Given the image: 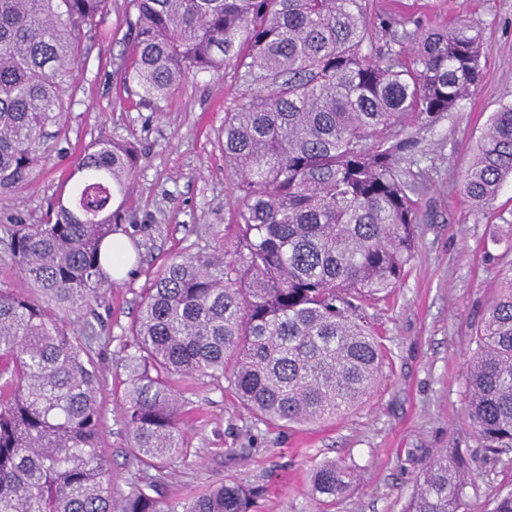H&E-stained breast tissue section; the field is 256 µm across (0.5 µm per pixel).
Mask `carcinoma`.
<instances>
[{
    "label": "carcinoma",
    "instance_id": "1",
    "mask_svg": "<svg viewBox=\"0 0 512 512\" xmlns=\"http://www.w3.org/2000/svg\"><path fill=\"white\" fill-rule=\"evenodd\" d=\"M130 57L119 69L150 98L190 72L232 69L246 90L224 113V162L243 206L230 258L175 257L155 276L129 331L122 415L149 467L180 447L187 402L170 385L227 380L257 424L334 419L379 383L383 349L364 306L402 279L418 204L388 132L406 112L438 121L482 81L477 28L413 24L411 47L379 51L366 0H131ZM108 0H0V193L27 187L63 129ZM380 139L374 149L369 141ZM130 145L99 139L67 199L37 224L5 226L15 274L0 278V512H249L250 493L221 482L167 499L161 477L112 496L100 451L104 416L93 337L55 311L95 314L112 280V200L137 168ZM512 176V104L493 112L462 179L491 205ZM466 364L468 414L485 458L512 453V268L487 306ZM469 461L428 463L404 512H469ZM351 482L323 461L311 494L326 505Z\"/></svg>",
    "mask_w": 512,
    "mask_h": 512
}]
</instances>
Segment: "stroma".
<instances>
[{"label": "stroma", "mask_w": 512, "mask_h": 512, "mask_svg": "<svg viewBox=\"0 0 512 512\" xmlns=\"http://www.w3.org/2000/svg\"><path fill=\"white\" fill-rule=\"evenodd\" d=\"M397 10L426 25L476 26L488 48L483 79L471 97L437 122L407 113L389 138L401 144V173L418 175L421 213L417 248L401 283L365 317L382 337V379L344 416L288 430L254 425L227 381H174L192 407L184 445L164 457V496L185 499L220 483L257 489L251 512H316L310 475L325 460L347 466L353 480L328 512H404L415 481L434 458L462 452L471 461L466 500L490 512L512 489V466L485 463L467 413L465 365L477 325L502 273L512 268V180L486 208L461 189L480 134L492 112L512 103V0H370V18ZM136 11L110 0L87 63L76 65V95L65 115L66 135L26 189L0 194V227L12 216L40 220L97 139L132 145L139 162L125 195L112 208L134 253L128 278L114 282L86 319L62 314L67 330L97 335L95 360L104 413L102 448L111 463L112 493L127 494L154 473L129 453L121 418L126 388L128 327L157 271L185 252L231 253L236 179L224 163V113L243 91L233 71L188 74L167 98H145L117 65L129 48Z\"/></svg>", "instance_id": "obj_1"}]
</instances>
